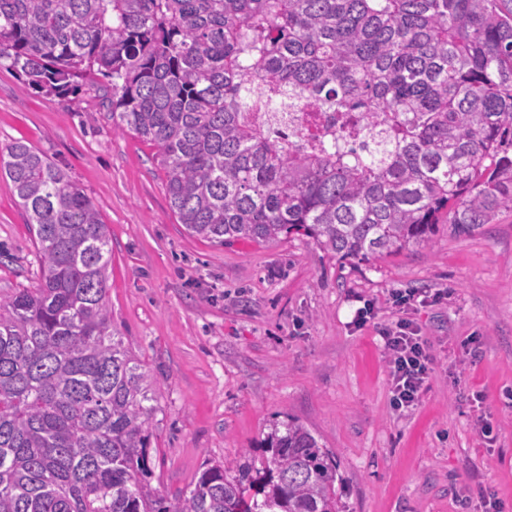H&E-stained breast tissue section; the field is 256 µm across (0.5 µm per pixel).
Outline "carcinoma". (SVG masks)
<instances>
[{"mask_svg": "<svg viewBox=\"0 0 512 512\" xmlns=\"http://www.w3.org/2000/svg\"><path fill=\"white\" fill-rule=\"evenodd\" d=\"M0 68L54 98L93 77L211 243L302 236L358 265L512 212V0H0ZM292 108L311 128L272 140ZM355 109L359 148L318 133ZM2 175L38 270L0 298V512H342L336 460L296 420L261 459L151 493L161 388L112 326L108 227L22 141Z\"/></svg>", "mask_w": 512, "mask_h": 512, "instance_id": "1", "label": "carcinoma"}]
</instances>
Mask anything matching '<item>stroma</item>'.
<instances>
[{
    "mask_svg": "<svg viewBox=\"0 0 512 512\" xmlns=\"http://www.w3.org/2000/svg\"><path fill=\"white\" fill-rule=\"evenodd\" d=\"M93 86L65 99L23 91L0 70V149L22 139L64 166L111 234L114 326L161 388L151 486L172 498L205 463L261 455L295 419L339 463L343 512H470L486 495L512 512V213L466 233L438 225L431 248L337 261L310 239L194 237L169 208L154 147L100 117ZM27 215L0 177V296L33 284ZM443 289L413 311L435 357L418 406H389L373 301ZM490 436H482V426Z\"/></svg>",
    "mask_w": 512,
    "mask_h": 512,
    "instance_id": "35a3bbf8",
    "label": "stroma"
}]
</instances>
